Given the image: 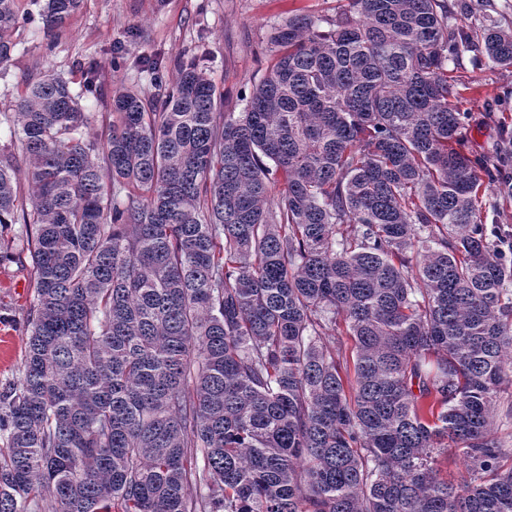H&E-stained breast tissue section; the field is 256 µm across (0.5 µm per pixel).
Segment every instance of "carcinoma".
Instances as JSON below:
<instances>
[{
  "mask_svg": "<svg viewBox=\"0 0 512 512\" xmlns=\"http://www.w3.org/2000/svg\"><path fill=\"white\" fill-rule=\"evenodd\" d=\"M22 2L0 0V63ZM82 4L46 0L47 34ZM327 24L274 28L237 114L186 64L151 99L118 88L102 140L49 71L4 115L26 162L0 153V225L25 226L34 301L0 512H512L509 234L448 75L476 46L512 72V29L476 44L445 0ZM481 211L485 224H501L506 230L512 228V199L502 198L491 184L481 198Z\"/></svg>",
  "mask_w": 512,
  "mask_h": 512,
  "instance_id": "carcinoma-1",
  "label": "carcinoma"
}]
</instances>
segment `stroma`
<instances>
[{
	"label": "stroma",
	"instance_id": "1",
	"mask_svg": "<svg viewBox=\"0 0 512 512\" xmlns=\"http://www.w3.org/2000/svg\"><path fill=\"white\" fill-rule=\"evenodd\" d=\"M449 22L468 32L493 22L512 27V0H447ZM341 0H85L56 39L46 35L39 5L26 0L9 62L0 65V114L11 111L43 70H52L79 93L89 128L104 136L113 89H140L153 97L175 78L179 64L203 70L224 94L223 109L242 111L254 85L272 68L274 29L293 16L334 18ZM97 76V91L84 92L86 71ZM458 81L454 101L466 121L465 149L492 171L512 172V73L477 63L473 52L452 65ZM11 243L0 258V334L9 348L0 355V388L17 381L34 298L32 260L23 227L0 228Z\"/></svg>",
	"mask_w": 512,
	"mask_h": 512
}]
</instances>
